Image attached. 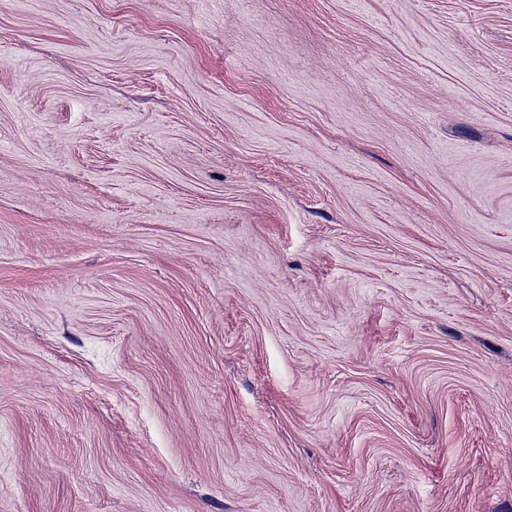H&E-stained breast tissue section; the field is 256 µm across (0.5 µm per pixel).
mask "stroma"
<instances>
[{"instance_id":"1","label":"stroma","mask_w":512,"mask_h":512,"mask_svg":"<svg viewBox=\"0 0 512 512\" xmlns=\"http://www.w3.org/2000/svg\"><path fill=\"white\" fill-rule=\"evenodd\" d=\"M0 512H512V0H0Z\"/></svg>"}]
</instances>
